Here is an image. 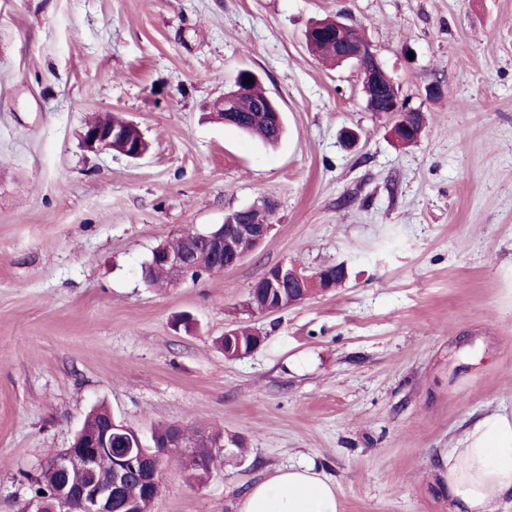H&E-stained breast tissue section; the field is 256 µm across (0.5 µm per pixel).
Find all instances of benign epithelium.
Listing matches in <instances>:
<instances>
[{
  "mask_svg": "<svg viewBox=\"0 0 512 512\" xmlns=\"http://www.w3.org/2000/svg\"><path fill=\"white\" fill-rule=\"evenodd\" d=\"M331 40L338 42L343 50V61L358 67L365 97L370 92L384 87L390 89L394 96L386 99L385 107L390 112H413L415 108L400 99L398 90L387 71L378 61L371 45L352 25L337 21L332 28H326ZM248 83L242 81L237 89L222 97L217 103L218 114L224 117V123L233 124L239 116L233 109L234 95L243 91ZM84 145L97 151H117L128 158L139 159L147 149L143 143L136 145L128 141L122 131L110 126L89 124L82 134ZM275 204L263 198L248 207L233 211L224 216V223L200 234L211 250L217 271L238 265L244 256L234 249L232 239L238 235L248 236L254 245H262L274 230L272 216ZM151 266L161 268L176 280L186 275L189 270L187 258L161 246L153 249ZM336 286L328 280L325 270L306 274L294 266L278 265L266 273L253 288H267L269 292L282 288L292 289L293 303L298 304L314 293L325 292ZM155 443L151 446L134 447V439L140 438L139 431L123 422L110 418L108 428L94 427L82 423L75 439L82 441L83 450H76V445L63 449L55 461V472L59 480L44 495L33 496L25 503V512H116V502L123 482L135 476L146 486L151 499H156L161 487L164 463L177 455L180 439L176 426L165 425L159 428ZM121 445L120 451L113 455L114 468L109 480L72 486L64 477L73 468L93 471L97 466L98 448H110L112 444Z\"/></svg>",
  "mask_w": 512,
  "mask_h": 512,
  "instance_id": "obj_1",
  "label": "benign epithelium"
}]
</instances>
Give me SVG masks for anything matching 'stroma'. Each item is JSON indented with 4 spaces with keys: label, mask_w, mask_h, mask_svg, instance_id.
Wrapping results in <instances>:
<instances>
[{
    "label": "stroma",
    "mask_w": 512,
    "mask_h": 512,
    "mask_svg": "<svg viewBox=\"0 0 512 512\" xmlns=\"http://www.w3.org/2000/svg\"><path fill=\"white\" fill-rule=\"evenodd\" d=\"M336 16L424 112L417 142L308 52ZM243 70L283 113L277 146L210 115ZM106 112L142 159L84 147ZM262 197L275 228L239 265L144 283L159 243ZM340 263L331 291L243 307L274 266ZM242 323L264 341L226 359ZM101 403L224 437L203 484L166 464L152 512H237L301 462L343 512H448L438 449L512 415V0H0V512Z\"/></svg>",
    "instance_id": "obj_1"
}]
</instances>
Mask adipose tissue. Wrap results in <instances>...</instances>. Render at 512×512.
<instances>
[{
  "mask_svg": "<svg viewBox=\"0 0 512 512\" xmlns=\"http://www.w3.org/2000/svg\"><path fill=\"white\" fill-rule=\"evenodd\" d=\"M440 476L452 512H495L512 495V418H484L441 455ZM239 512H342L336 485L314 464L278 470L255 484Z\"/></svg>",
  "mask_w": 512,
  "mask_h": 512,
  "instance_id": "1",
  "label": "adipose tissue"
}]
</instances>
